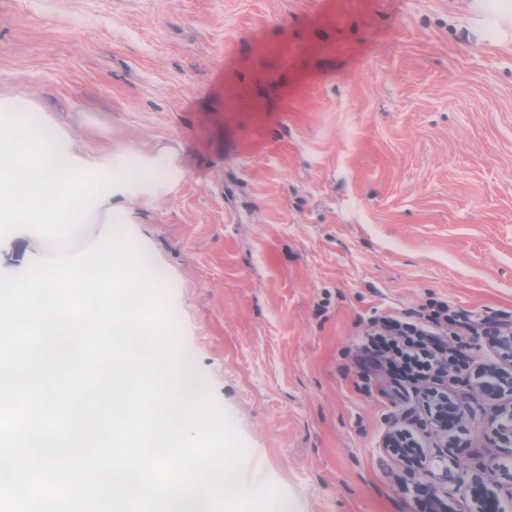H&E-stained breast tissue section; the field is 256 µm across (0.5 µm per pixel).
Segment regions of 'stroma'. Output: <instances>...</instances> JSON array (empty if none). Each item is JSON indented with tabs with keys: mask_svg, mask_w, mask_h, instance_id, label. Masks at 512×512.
I'll return each instance as SVG.
<instances>
[{
	"mask_svg": "<svg viewBox=\"0 0 512 512\" xmlns=\"http://www.w3.org/2000/svg\"><path fill=\"white\" fill-rule=\"evenodd\" d=\"M468 0H0V109L82 162L164 171L113 198L158 271L244 485L288 512H422L383 446L413 432L512 483L492 405L423 428L413 389L363 380L375 316L446 301L512 323V47Z\"/></svg>",
	"mask_w": 512,
	"mask_h": 512,
	"instance_id": "obj_1",
	"label": "stroma"
}]
</instances>
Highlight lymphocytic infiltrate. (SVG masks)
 Segmentation results:
<instances>
[{"label": "lymphocytic infiltrate", "mask_w": 512, "mask_h": 512, "mask_svg": "<svg viewBox=\"0 0 512 512\" xmlns=\"http://www.w3.org/2000/svg\"><path fill=\"white\" fill-rule=\"evenodd\" d=\"M376 329L357 357L364 373L383 374L397 382L433 391L435 384L447 377L450 368L461 365L462 357L448 350L449 326L459 331L479 330L481 335L512 333V324L489 323L475 328L464 313L453 310L447 302H436L427 314H386L376 317Z\"/></svg>", "instance_id": "1"}]
</instances>
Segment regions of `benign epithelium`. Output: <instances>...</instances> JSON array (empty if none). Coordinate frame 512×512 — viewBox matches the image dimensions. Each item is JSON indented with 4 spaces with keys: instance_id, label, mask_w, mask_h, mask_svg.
<instances>
[{
    "instance_id": "obj_1",
    "label": "benign epithelium",
    "mask_w": 512,
    "mask_h": 512,
    "mask_svg": "<svg viewBox=\"0 0 512 512\" xmlns=\"http://www.w3.org/2000/svg\"><path fill=\"white\" fill-rule=\"evenodd\" d=\"M488 345L494 359L483 364V377L469 382V387L474 394L498 406L497 432L504 443L511 446L507 455L512 457V335L490 336ZM407 468L415 474L422 473L425 478L422 487L433 503L434 512L452 510L450 502L459 487V481L451 466L441 463L433 470L427 469L419 459L411 462ZM486 469L487 466L484 465L481 472L471 475L470 488H479L484 495L471 496L470 512H491L493 506L500 505L497 493L486 488L484 484L482 471Z\"/></svg>"
}]
</instances>
